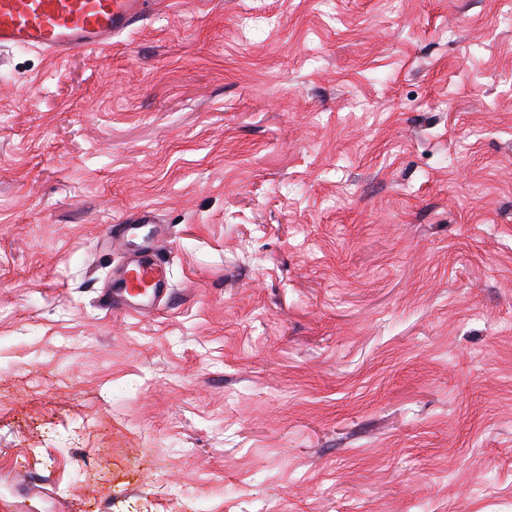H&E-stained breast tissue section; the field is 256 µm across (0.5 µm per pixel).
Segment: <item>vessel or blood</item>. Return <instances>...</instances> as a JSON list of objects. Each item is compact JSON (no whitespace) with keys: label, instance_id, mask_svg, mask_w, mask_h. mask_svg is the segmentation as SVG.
I'll return each mask as SVG.
<instances>
[{"label":"vessel or blood","instance_id":"obj_1","mask_svg":"<svg viewBox=\"0 0 512 512\" xmlns=\"http://www.w3.org/2000/svg\"><path fill=\"white\" fill-rule=\"evenodd\" d=\"M163 3L164 0H0V49H35L57 60L78 50L103 49L151 8ZM153 221V211L142 209L126 223L111 225L109 239L125 244L141 225ZM169 291L166 263L153 245L141 250L126 266L108 304L148 315L155 301Z\"/></svg>","mask_w":512,"mask_h":512}]
</instances>
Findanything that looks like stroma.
<instances>
[{"label": "stroma", "mask_w": 512, "mask_h": 512, "mask_svg": "<svg viewBox=\"0 0 512 512\" xmlns=\"http://www.w3.org/2000/svg\"><path fill=\"white\" fill-rule=\"evenodd\" d=\"M0 512H512V0L0 50ZM154 223V212L150 209H142L137 212L126 224H113L109 229V240L121 247L132 237L136 235L137 230L143 224ZM170 292L169 280L160 250L155 243L140 251L115 283L108 304L114 309H126L139 315L153 312L155 301Z\"/></svg>", "instance_id": "1"}]
</instances>
